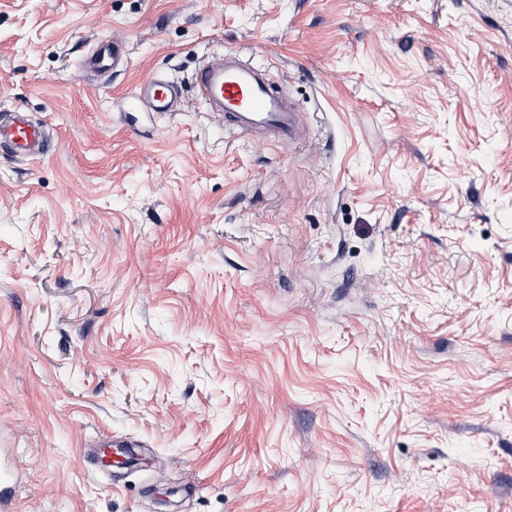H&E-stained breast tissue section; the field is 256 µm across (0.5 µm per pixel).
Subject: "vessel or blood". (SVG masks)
Segmentation results:
<instances>
[{"mask_svg": "<svg viewBox=\"0 0 512 512\" xmlns=\"http://www.w3.org/2000/svg\"><path fill=\"white\" fill-rule=\"evenodd\" d=\"M126 60L122 42L101 39L88 56L86 67L95 74L116 73ZM196 92L208 111L223 119L225 129L263 134L277 143H288L305 134L298 104L274 85L265 65L240 53L208 57L197 72ZM180 99L173 81L152 76L137 84L127 103L166 114L177 111ZM0 147L21 158L40 157L48 152L49 132L23 110L1 112Z\"/></svg>", "mask_w": 512, "mask_h": 512, "instance_id": "obj_1", "label": "vessel or blood"}]
</instances>
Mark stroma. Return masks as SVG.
Wrapping results in <instances>:
<instances>
[{
  "label": "stroma",
  "mask_w": 512,
  "mask_h": 512,
  "mask_svg": "<svg viewBox=\"0 0 512 512\" xmlns=\"http://www.w3.org/2000/svg\"><path fill=\"white\" fill-rule=\"evenodd\" d=\"M221 51L309 136L208 115ZM11 108L55 143L0 150L13 512H512V0H0ZM127 61L124 43L118 40H98L92 53L86 60L87 69L95 74L120 71ZM180 99L179 88L173 81L152 76L137 84L126 103L135 107L139 104L155 114H166L179 111Z\"/></svg>",
  "instance_id": "35a3bbf8"
}]
</instances>
